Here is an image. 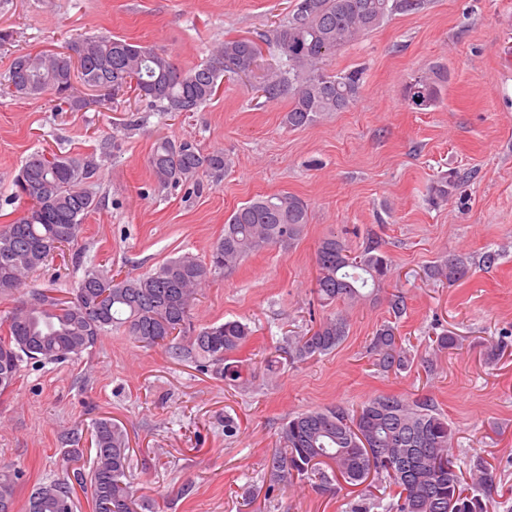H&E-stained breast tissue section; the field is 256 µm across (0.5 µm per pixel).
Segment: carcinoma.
Instances as JSON below:
<instances>
[{"instance_id": "1", "label": "carcinoma", "mask_w": 512, "mask_h": 512, "mask_svg": "<svg viewBox=\"0 0 512 512\" xmlns=\"http://www.w3.org/2000/svg\"><path fill=\"white\" fill-rule=\"evenodd\" d=\"M421 0H296L288 17L273 30L270 44L281 59L256 86L268 101L288 97L285 124L305 128L326 112H343L360 96L364 72L359 68L329 71L323 62L357 43L395 13L417 10ZM73 55L20 53L5 79L6 93L29 97L49 90L58 104L80 111L90 101L75 94L70 82L72 58L78 78L93 77L113 90L134 89L136 97L161 112H195L212 100L222 77L248 68L260 45L249 38H226L211 57L189 69L147 45L112 36L78 37L69 43ZM441 74L429 71L409 83L408 100L419 108L437 105ZM227 160L221 151L205 152L190 141L156 144L149 168L163 188H175L202 176L218 179ZM98 165L92 159L63 153L31 154L16 180L27 208L14 222L0 226V298L13 306L0 317L6 334L0 336V395L15 384L24 362L60 363L91 351L102 337L122 330L145 348L165 347L180 336L187 345L171 349L177 357L194 358L197 366L230 385L246 382L234 358L252 336L250 327L228 320L198 329L192 310L198 291L224 276L242 261L272 246L291 247L309 224L308 203L295 194L260 195L234 210L224 222V235L202 261L185 253L138 276L121 277L97 267L88 268L71 297L57 289L29 287V277L61 248L78 241L86 216L97 207L84 185ZM315 294L322 308H349L377 295L392 274L382 246L371 243L351 253L345 242L330 234L316 249ZM468 273L456 257L435 265L436 280L454 284ZM37 302L26 305V296ZM391 319L372 336L370 355L384 372L412 365L398 324L407 314L406 296L389 300ZM343 312H334L298 336L285 337L278 351L292 362L333 352L348 336ZM459 338L442 333L433 352L451 353ZM96 447L88 474L77 473L79 484L90 488L92 512H138L131 482L129 443L125 430L110 418L93 423ZM455 432L429 398L409 399L381 394L356 409L343 405L298 412L282 425L278 446L267 460L272 486L307 483L324 491L329 476L352 486L369 478L398 488L386 512H489L494 481L478 470L471 484L463 479L453 452ZM22 472L0 465V512H14ZM76 512L72 487L64 481L36 486L26 512Z\"/></svg>"}]
</instances>
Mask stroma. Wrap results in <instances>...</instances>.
<instances>
[{
    "label": "stroma",
    "instance_id": "1",
    "mask_svg": "<svg viewBox=\"0 0 512 512\" xmlns=\"http://www.w3.org/2000/svg\"><path fill=\"white\" fill-rule=\"evenodd\" d=\"M295 0H0V82L21 53L66 52L80 35L112 36L163 50L182 68L210 57L227 37L257 38L286 19ZM263 49L251 72L226 76L198 111L151 110L128 94L100 105L80 86L87 109L56 108L46 96H0V225L23 210L14 180L37 151L94 159L87 185L98 203L77 245L30 277L37 288L68 295L95 266L138 274L190 253L207 257L226 218L244 202L289 192L304 199L310 222L293 247L269 248L209 282L193 322L240 320L253 336L239 352L248 382L230 386L163 348L140 347L126 334L102 337L92 353L63 362L22 363L0 396V464L23 473L15 512L34 485L66 468L90 470L91 429L109 417L129 437L132 482L152 512H350L359 490L344 481L320 494L311 487L270 491L266 460L283 422L304 410L358 407L379 394L433 398L456 433L463 470L492 473L491 512H512V0H423L395 14L357 44L329 57L331 71H364L359 100L302 129L283 118L287 98L252 91L278 66ZM447 72L441 100L419 109L406 88L430 69ZM220 149L230 159L221 180L162 189L148 158L158 139ZM458 179L434 196L442 174ZM361 251L380 241L394 274L372 300L348 310L350 330L331 354L282 363L264 360L288 335L311 327L315 253L328 234ZM498 252L493 266L480 256ZM458 256L460 282L433 281L429 269ZM402 292L399 324L415 362L404 372L374 366L367 346L389 320L387 299ZM459 336L453 354L431 357V340ZM506 340L488 362L491 342ZM238 425L224 434L225 417Z\"/></svg>",
    "mask_w": 512,
    "mask_h": 512
}]
</instances>
